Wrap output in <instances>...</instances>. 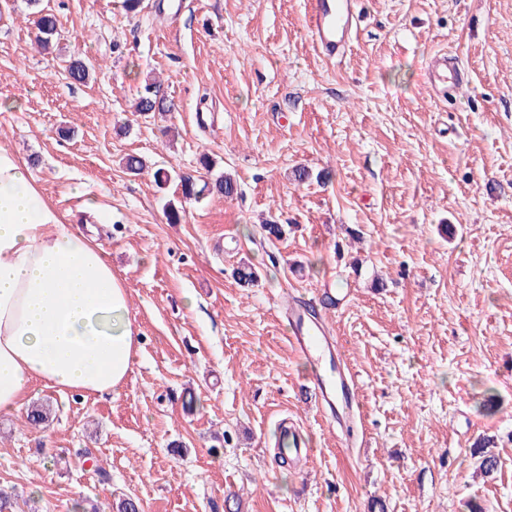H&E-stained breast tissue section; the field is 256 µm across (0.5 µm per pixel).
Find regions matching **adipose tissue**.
Returning a JSON list of instances; mask_svg holds the SVG:
<instances>
[{"label":"adipose tissue","mask_w":512,"mask_h":512,"mask_svg":"<svg viewBox=\"0 0 512 512\" xmlns=\"http://www.w3.org/2000/svg\"><path fill=\"white\" fill-rule=\"evenodd\" d=\"M128 295L102 245L65 223L0 147V414L37 384L105 396L136 351Z\"/></svg>","instance_id":"ef3b65f1"}]
</instances>
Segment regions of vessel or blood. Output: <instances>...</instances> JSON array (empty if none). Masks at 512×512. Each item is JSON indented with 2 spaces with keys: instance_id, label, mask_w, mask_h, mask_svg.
I'll return each mask as SVG.
<instances>
[{
  "instance_id": "vessel-or-blood-1",
  "label": "vessel or blood",
  "mask_w": 512,
  "mask_h": 512,
  "mask_svg": "<svg viewBox=\"0 0 512 512\" xmlns=\"http://www.w3.org/2000/svg\"><path fill=\"white\" fill-rule=\"evenodd\" d=\"M356 0H309L307 26L314 47L326 58L342 57L353 34L358 31ZM469 81L463 65L447 54L432 56L427 66V82L442 97H456ZM288 320V342L295 353L312 363L313 392L321 413L335 415L337 422L351 418L356 411L354 381L345 372L335 345L325 334L322 316L312 313L308 300L290 297L282 303Z\"/></svg>"
}]
</instances>
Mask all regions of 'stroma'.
Returning a JSON list of instances; mask_svg holds the SVG:
<instances>
[{
	"label": "stroma",
	"instance_id": "stroma-1",
	"mask_svg": "<svg viewBox=\"0 0 512 512\" xmlns=\"http://www.w3.org/2000/svg\"><path fill=\"white\" fill-rule=\"evenodd\" d=\"M42 3L58 20L45 49L29 0L0 14V146L97 229L138 350L112 395L39 384L0 415L12 512H512V0H358L336 63L313 49L308 0ZM439 51L470 76L454 103L425 80ZM74 58L89 81L68 77ZM148 81L171 111H135ZM205 156L236 194L168 223L180 177L213 180ZM298 167L328 177L299 183ZM290 293L336 301L350 426L320 413L288 343ZM285 418L309 459L278 456Z\"/></svg>",
	"mask_w": 512,
	"mask_h": 512
}]
</instances>
